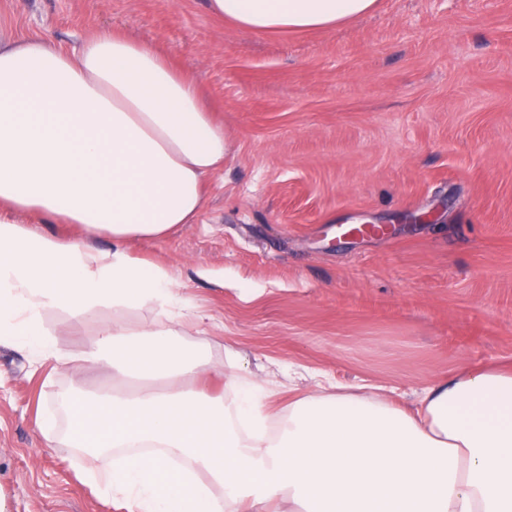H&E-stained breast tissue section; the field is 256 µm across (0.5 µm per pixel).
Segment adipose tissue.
<instances>
[{"label": "adipose tissue", "instance_id": "obj_1", "mask_svg": "<svg viewBox=\"0 0 512 512\" xmlns=\"http://www.w3.org/2000/svg\"><path fill=\"white\" fill-rule=\"evenodd\" d=\"M376 5L210 0L255 32L325 29ZM227 157L223 122L154 46L110 30L72 52L0 41V344L55 367L111 366L110 388L67 393L68 438L89 462L126 451L91 491L117 512H512L511 371L440 380L412 412L317 392L289 404L274 436L253 381L236 378L225 406L195 387L220 364L130 320L181 299L170 268L133 258L129 243L197 223ZM43 224L79 233L60 239ZM101 234L111 249L95 247ZM51 312L63 326L95 323L89 346L61 349Z\"/></svg>", "mask_w": 512, "mask_h": 512}]
</instances>
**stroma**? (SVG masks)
<instances>
[{"label": "stroma", "instance_id": "obj_1", "mask_svg": "<svg viewBox=\"0 0 512 512\" xmlns=\"http://www.w3.org/2000/svg\"><path fill=\"white\" fill-rule=\"evenodd\" d=\"M103 28L170 54L231 142L200 222L129 246L170 266L188 315L131 320L233 359L283 414L321 384L411 409L438 377L512 366V0H378L304 34L238 29L208 0H0L6 38L69 49ZM429 210L438 223L336 238ZM110 380L0 346V512H115L56 413L59 391Z\"/></svg>", "mask_w": 512, "mask_h": 512}]
</instances>
